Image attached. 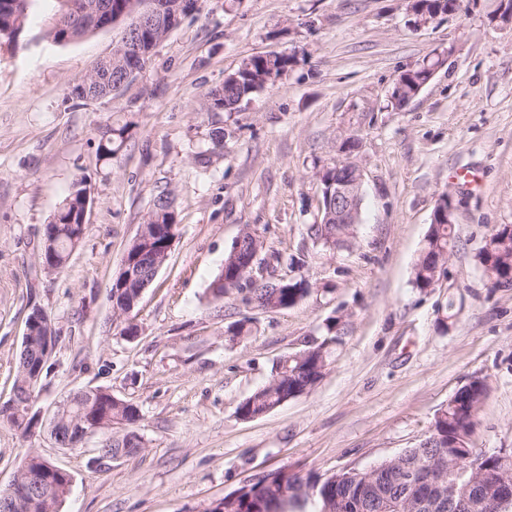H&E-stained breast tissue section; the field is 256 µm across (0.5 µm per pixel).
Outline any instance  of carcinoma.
I'll return each mask as SVG.
<instances>
[{"instance_id":"obj_1","label":"carcinoma","mask_w":512,"mask_h":512,"mask_svg":"<svg viewBox=\"0 0 512 512\" xmlns=\"http://www.w3.org/2000/svg\"><path fill=\"white\" fill-rule=\"evenodd\" d=\"M128 0H70L69 7L61 14L51 31L52 40L63 42L64 37L74 41L88 34L83 28L85 7L102 5L105 7L126 3ZM25 18L20 11L7 18L0 16V45L11 42V35L5 33L8 27L22 28ZM273 60L262 56L248 59L250 71L239 75V83L224 80V85L206 94V107L210 110L232 111L244 99L255 93L256 78L268 71V64L277 68H288L291 57L274 53ZM124 130L115 131L107 125L100 133L97 153L100 158L109 160L113 154V136L123 137ZM81 199L69 194L66 204L52 220L53 247L57 268L66 266L69 257L79 241L74 239L87 228L80 224ZM313 235L323 245L336 246L350 234L348 224H313ZM454 239L453 225L436 224L425 237L420 255L413 269V285L426 291L430 288L437 265L448 260ZM259 243L256 234L246 228L241 238L234 241L224 257V264L210 283L209 293L215 300L224 298L230 290L249 280L250 272H240L246 260L253 257L255 244ZM170 244L169 234L153 237L150 246L130 242L129 255H139V264L153 267L161 262L162 255ZM479 263L489 280L501 283L512 279V224H503L489 236V240L478 255ZM121 278L113 277L112 288H121ZM144 284L138 280L131 282L120 295L128 305L135 299ZM309 292L303 280L277 282L258 285L252 289L251 300L261 310H283L296 305ZM339 322L336 319L326 324L327 337L323 341L307 346L283 357L275 366L272 378L262 388L244 399L237 408L243 419L263 416L290 399L299 397L313 389L323 378L330 361L331 344L339 340ZM41 376L26 375L17 370L14 384H24L28 397L36 400V389ZM489 390L485 377L473 378L463 386L435 416L430 438L414 448H408L399 456L386 459L376 465L373 477H367L363 470L343 469L324 479L293 477L282 482L279 471H271L256 478L250 487H243L224 496L223 512H300V508L314 497L318 512H325L332 506L333 512H380L375 504H391L387 512H399L407 503L413 504L408 512H487V500L491 498V486L495 482L512 483V461L503 464L493 455L476 451L471 444V436L477 424L479 408ZM5 404H0V421L7 422L22 436H28L23 426L26 410L4 413ZM140 418L138 408L120 399L105 389H90L76 396L69 408L68 422H103L107 425H120L123 437L112 441V449L102 443L97 448L99 457L133 456L137 448L128 447L130 438L137 436L135 428ZM459 442L456 448L448 447L451 442ZM57 490L50 497L39 495L24 498L20 512H59L65 498V476L56 479ZM458 505L448 509V502Z\"/></svg>"}]
</instances>
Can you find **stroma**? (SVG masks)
I'll use <instances>...</instances> for the list:
<instances>
[{"instance_id":"1","label":"stroma","mask_w":512,"mask_h":512,"mask_svg":"<svg viewBox=\"0 0 512 512\" xmlns=\"http://www.w3.org/2000/svg\"><path fill=\"white\" fill-rule=\"evenodd\" d=\"M62 0H33L22 32L0 46V402L10 396L26 322L44 311L59 341L24 438L0 422V490L22 458L73 476L60 512H213L224 496L273 470L324 478L367 469L416 446L469 380H489L476 450L512 454V288L492 287L477 253L512 224V24L500 0H459L418 28L406 0H199L117 95L76 100L70 88L118 37L112 28L54 43ZM291 56L282 77L232 111L204 97L247 59ZM437 61L406 105L398 76ZM125 129L111 159L104 125ZM359 145L350 155L349 138ZM222 142L208 162L196 154ZM363 172L359 220L344 246L320 223L319 173L342 157ZM86 178L88 229L68 265L38 264L45 224ZM455 247L445 283L420 291L412 270L443 193ZM167 197L179 236L121 336L111 278ZM262 247L251 282L208 293L242 229ZM305 280L293 307L262 311L252 282ZM458 317L442 325L448 303ZM339 319L322 380L265 416L238 405L275 363L323 339ZM248 319L252 332L228 329ZM102 388L136 405L140 453L99 459L101 435L78 448L46 426L73 392Z\"/></svg>"}]
</instances>
